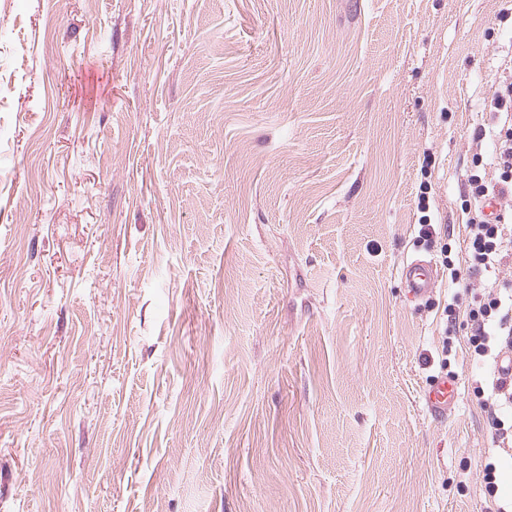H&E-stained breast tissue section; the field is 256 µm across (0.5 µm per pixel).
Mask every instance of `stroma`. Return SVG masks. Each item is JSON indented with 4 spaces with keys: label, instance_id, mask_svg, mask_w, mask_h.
Returning <instances> with one entry per match:
<instances>
[{
    "label": "stroma",
    "instance_id": "1",
    "mask_svg": "<svg viewBox=\"0 0 512 512\" xmlns=\"http://www.w3.org/2000/svg\"><path fill=\"white\" fill-rule=\"evenodd\" d=\"M510 56L507 0H0V512H491L443 259ZM401 274L408 297L411 299L426 296L435 287L438 278L433 262L422 259H414L405 263ZM423 399L429 411L436 416L448 415L458 399V386L454 378L442 375L433 379L423 390Z\"/></svg>",
    "mask_w": 512,
    "mask_h": 512
}]
</instances>
